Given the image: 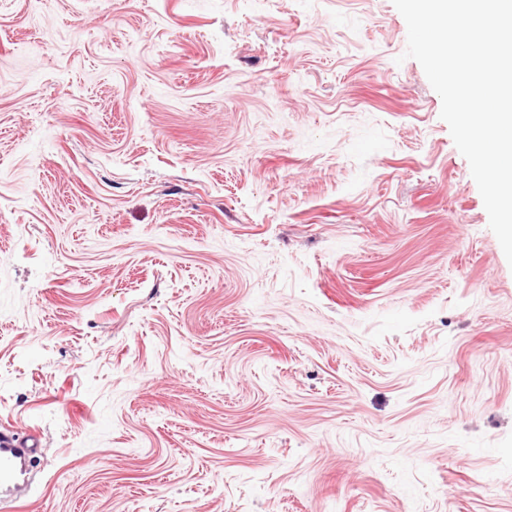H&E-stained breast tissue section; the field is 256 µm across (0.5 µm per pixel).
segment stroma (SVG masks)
<instances>
[{
  "mask_svg": "<svg viewBox=\"0 0 512 512\" xmlns=\"http://www.w3.org/2000/svg\"><path fill=\"white\" fill-rule=\"evenodd\" d=\"M392 0H0V512H512V265ZM25 463V451L18 448L17 440L13 433L0 434V483L15 481L23 472Z\"/></svg>",
  "mask_w": 512,
  "mask_h": 512,
  "instance_id": "35a3bbf8",
  "label": "stroma"
}]
</instances>
